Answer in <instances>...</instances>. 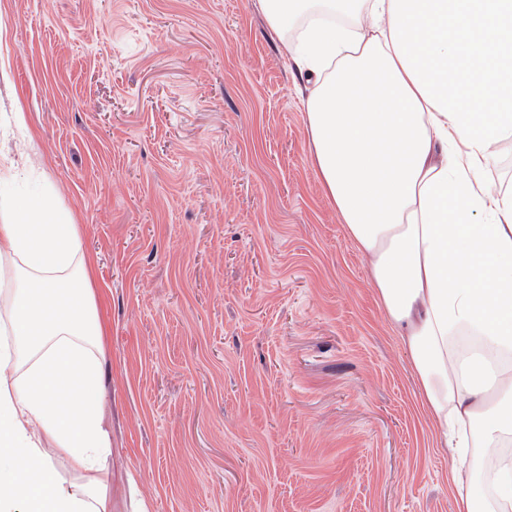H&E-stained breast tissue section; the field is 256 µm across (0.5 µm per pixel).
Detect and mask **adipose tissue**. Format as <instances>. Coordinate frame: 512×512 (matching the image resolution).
<instances>
[{"label": "adipose tissue", "mask_w": 512, "mask_h": 512, "mask_svg": "<svg viewBox=\"0 0 512 512\" xmlns=\"http://www.w3.org/2000/svg\"><path fill=\"white\" fill-rule=\"evenodd\" d=\"M295 33L313 164L451 450L456 512H512V0H259ZM0 512H112L103 325L71 210L0 203ZM65 454L83 483L56 478ZM487 180L493 188H512V134L500 143L497 161L488 169Z\"/></svg>", "instance_id": "adipose-tissue-1"}]
</instances>
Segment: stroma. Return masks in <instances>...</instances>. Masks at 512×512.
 <instances>
[{
  "label": "stroma",
  "mask_w": 512,
  "mask_h": 512,
  "mask_svg": "<svg viewBox=\"0 0 512 512\" xmlns=\"http://www.w3.org/2000/svg\"><path fill=\"white\" fill-rule=\"evenodd\" d=\"M0 24V198L71 207L99 258L112 512H454L257 0H0Z\"/></svg>",
  "instance_id": "1"
}]
</instances>
